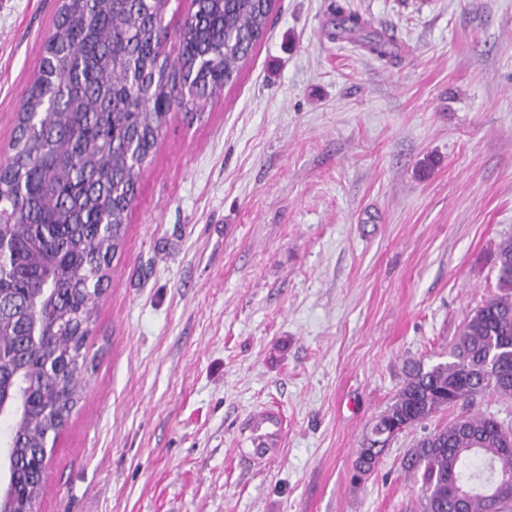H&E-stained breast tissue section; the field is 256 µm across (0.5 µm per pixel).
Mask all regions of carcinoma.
<instances>
[{"label":"carcinoma","mask_w":512,"mask_h":512,"mask_svg":"<svg viewBox=\"0 0 512 512\" xmlns=\"http://www.w3.org/2000/svg\"><path fill=\"white\" fill-rule=\"evenodd\" d=\"M168 0H61L41 71L19 103L10 154L0 161V383L28 408L12 419L10 474L31 512L44 488L40 464L77 405L92 305L122 249L144 163L173 106L211 99L238 78L267 32L276 0H193L169 65L154 51L167 36ZM338 39L354 38L388 64L394 43L354 11L334 8ZM51 268L50 281L16 284L21 269ZM498 293L471 313L429 370L412 365L394 401L374 420L354 461L371 472L388 442L458 401L486 392L512 398V239L498 245ZM408 469L422 472L424 512H512V427L467 412L422 436Z\"/></svg>","instance_id":"1"}]
</instances>
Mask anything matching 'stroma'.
<instances>
[{
  "label": "stroma",
  "instance_id": "35a3bbf8",
  "mask_svg": "<svg viewBox=\"0 0 512 512\" xmlns=\"http://www.w3.org/2000/svg\"><path fill=\"white\" fill-rule=\"evenodd\" d=\"M277 0L237 80L172 109L89 323L38 512H423L404 462L352 482L406 364L447 362L512 238V0H346L390 67ZM58 0H0V151ZM280 447L251 458V418Z\"/></svg>",
  "mask_w": 512,
  "mask_h": 512
}]
</instances>
